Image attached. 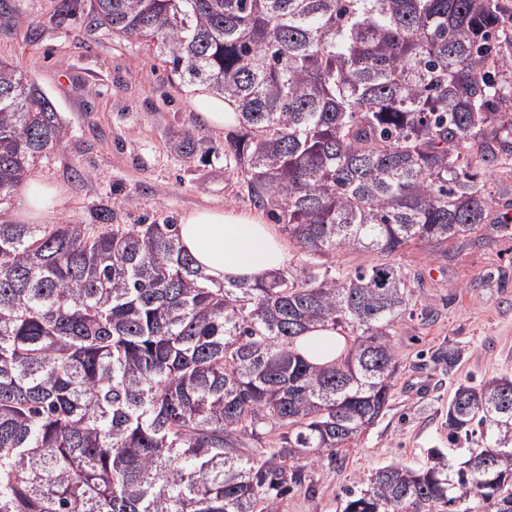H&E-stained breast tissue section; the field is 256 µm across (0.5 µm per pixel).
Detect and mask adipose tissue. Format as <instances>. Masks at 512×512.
<instances>
[{
	"label": "adipose tissue",
	"instance_id": "adipose-tissue-1",
	"mask_svg": "<svg viewBox=\"0 0 512 512\" xmlns=\"http://www.w3.org/2000/svg\"><path fill=\"white\" fill-rule=\"evenodd\" d=\"M62 196L60 187L30 182L16 217L44 221ZM180 243L216 283H254L284 268L288 243L263 218L233 209L197 208L180 219Z\"/></svg>",
	"mask_w": 512,
	"mask_h": 512
}]
</instances>
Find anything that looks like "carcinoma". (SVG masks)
Returning <instances> with one entry per match:
<instances>
[{"instance_id": "obj_1", "label": "carcinoma", "mask_w": 512, "mask_h": 512, "mask_svg": "<svg viewBox=\"0 0 512 512\" xmlns=\"http://www.w3.org/2000/svg\"><path fill=\"white\" fill-rule=\"evenodd\" d=\"M181 84L239 112L224 137L251 203L309 257L215 284L177 224L0 219V512H279L303 468L386 413L410 279L394 257L486 221L512 153L501 0H93ZM68 131L0 59V214ZM362 251L341 272L331 254ZM344 339L330 363L306 332ZM443 345L431 362L454 368ZM448 447L392 463L342 512H512V375L461 383ZM468 447H462V444ZM304 336L298 343V349L305 356L315 359L318 363L330 362L336 357L335 331H313Z\"/></svg>"}]
</instances>
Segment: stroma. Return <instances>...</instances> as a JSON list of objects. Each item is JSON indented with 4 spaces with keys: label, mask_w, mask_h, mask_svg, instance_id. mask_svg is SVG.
Wrapping results in <instances>:
<instances>
[{
    "label": "stroma",
    "mask_w": 512,
    "mask_h": 512,
    "mask_svg": "<svg viewBox=\"0 0 512 512\" xmlns=\"http://www.w3.org/2000/svg\"><path fill=\"white\" fill-rule=\"evenodd\" d=\"M58 0H0V58L54 101L68 134L33 166L30 177L59 186L58 224H93L109 212L116 224H175L197 207L253 211L234 164L217 155L224 131L212 129L192 97L194 86L168 80L165 64L144 43L91 29L90 0L58 20ZM197 141L182 154L185 134ZM485 224L442 249L410 245L396 258L409 277L416 314L395 325L402 366L390 408L336 457L305 469L279 512H340L350 489H361L393 462L424 464L427 451L448 444V402L458 384L512 375V156L492 174ZM458 347L452 371L431 353Z\"/></svg>",
    "instance_id": "35a3bbf8"
}]
</instances>
